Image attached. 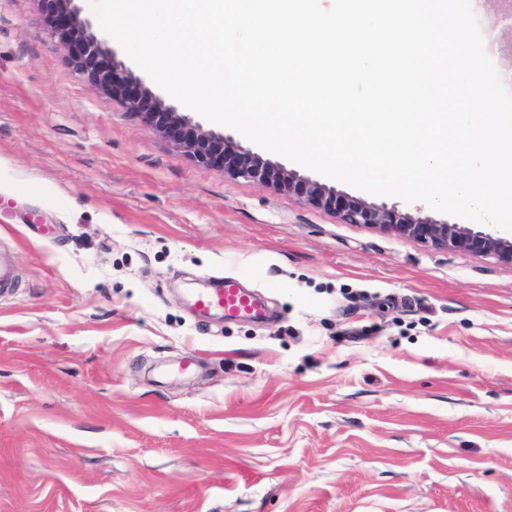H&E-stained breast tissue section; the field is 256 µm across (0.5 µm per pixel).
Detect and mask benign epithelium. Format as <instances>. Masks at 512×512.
<instances>
[{
	"instance_id": "1",
	"label": "benign epithelium",
	"mask_w": 512,
	"mask_h": 512,
	"mask_svg": "<svg viewBox=\"0 0 512 512\" xmlns=\"http://www.w3.org/2000/svg\"><path fill=\"white\" fill-rule=\"evenodd\" d=\"M41 2L45 4L49 35L67 48L70 63L87 83L107 94L126 96L131 108L144 114L170 141L202 162L226 169L236 178L270 180L304 202L334 209L346 224L373 225L437 248L479 253L512 263L511 239L429 217H414L395 206L351 199L336 188L301 177L222 134L203 130L200 124L154 96L140 79L129 73L116 52L98 40L90 31V23L80 18L75 0Z\"/></svg>"
}]
</instances>
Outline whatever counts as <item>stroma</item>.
I'll list each match as a JSON object with an SVG mask.
<instances>
[{
    "label": "stroma",
    "instance_id": "obj_1",
    "mask_svg": "<svg viewBox=\"0 0 512 512\" xmlns=\"http://www.w3.org/2000/svg\"><path fill=\"white\" fill-rule=\"evenodd\" d=\"M44 18L0 0V512H512V265L197 161ZM195 305L203 313L220 310L225 317L258 316L260 310L254 297L241 288L233 280L225 279L219 288L197 294Z\"/></svg>",
    "mask_w": 512,
    "mask_h": 512
}]
</instances>
